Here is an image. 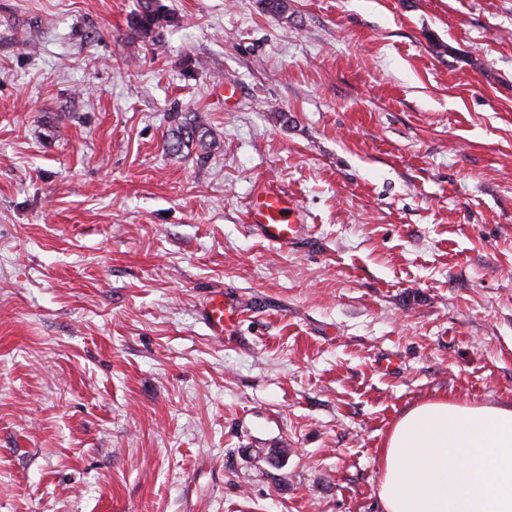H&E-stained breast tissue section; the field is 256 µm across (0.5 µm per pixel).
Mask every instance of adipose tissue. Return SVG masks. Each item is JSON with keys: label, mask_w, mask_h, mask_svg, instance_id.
I'll list each match as a JSON object with an SVG mask.
<instances>
[{"label": "adipose tissue", "mask_w": 512, "mask_h": 512, "mask_svg": "<svg viewBox=\"0 0 512 512\" xmlns=\"http://www.w3.org/2000/svg\"><path fill=\"white\" fill-rule=\"evenodd\" d=\"M383 512H512V406L410 407L379 452Z\"/></svg>", "instance_id": "adipose-tissue-1"}]
</instances>
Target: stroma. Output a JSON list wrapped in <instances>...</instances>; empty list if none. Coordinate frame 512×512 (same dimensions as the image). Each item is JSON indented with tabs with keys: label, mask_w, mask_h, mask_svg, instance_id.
<instances>
[{
	"label": "stroma",
	"mask_w": 512,
	"mask_h": 512,
	"mask_svg": "<svg viewBox=\"0 0 512 512\" xmlns=\"http://www.w3.org/2000/svg\"><path fill=\"white\" fill-rule=\"evenodd\" d=\"M136 2L0 0V512H380L402 412L512 405V0ZM160 2L161 0H138L137 8L129 18V28L136 37L148 38L151 41L160 28L174 19ZM204 123L199 117H194L192 122L176 124L172 129L171 137L166 145V150L170 152H180L183 148H189L190 143L197 142L201 147L206 146L207 131ZM248 223L256 236L280 248H288L305 231L293 200L273 183H268L252 196ZM238 311L224 302V295L217 294L211 297L203 311L204 320L212 333V336L224 338L229 327L235 325Z\"/></svg>",
	"instance_id": "stroma-1"
}]
</instances>
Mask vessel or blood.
<instances>
[{"mask_svg":"<svg viewBox=\"0 0 512 512\" xmlns=\"http://www.w3.org/2000/svg\"><path fill=\"white\" fill-rule=\"evenodd\" d=\"M251 231L282 248L294 243L305 231L293 200L278 185L270 183L252 196L248 207ZM237 310L225 302L223 295L211 297L203 311L204 320L212 335L220 337L234 326Z\"/></svg>","mask_w":512,"mask_h":512,"instance_id":"1","label":"vessel or blood"}]
</instances>
